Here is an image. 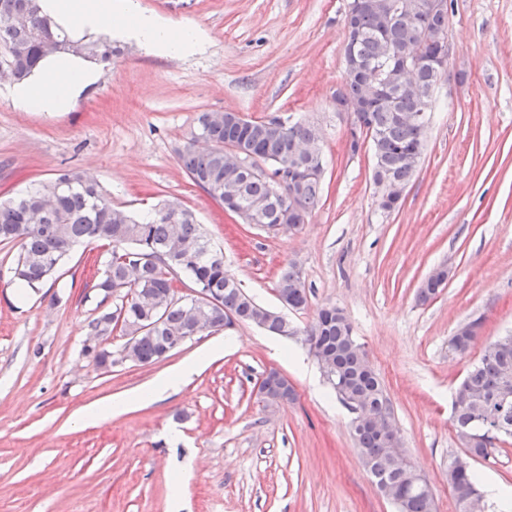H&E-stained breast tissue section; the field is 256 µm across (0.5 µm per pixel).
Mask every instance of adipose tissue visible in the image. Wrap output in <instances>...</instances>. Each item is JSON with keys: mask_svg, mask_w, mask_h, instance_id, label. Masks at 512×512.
I'll return each instance as SVG.
<instances>
[{"mask_svg": "<svg viewBox=\"0 0 512 512\" xmlns=\"http://www.w3.org/2000/svg\"><path fill=\"white\" fill-rule=\"evenodd\" d=\"M42 7L59 24L79 33L129 37L148 50L169 56L186 54L200 42V32L195 27L159 22L143 13L136 0H43ZM98 75L93 64L49 58L39 64L27 84L13 89L12 100L22 110L64 112L87 86L97 80ZM223 349V344H215L191 362L155 379L135 396L115 398L103 409H86L82 421H97L108 412H125L136 400L162 398L177 389L181 381L197 371L208 357Z\"/></svg>", "mask_w": 512, "mask_h": 512, "instance_id": "obj_1", "label": "adipose tissue"}]
</instances>
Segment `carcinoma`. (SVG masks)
Returning <instances> with one entry per match:
<instances>
[{"instance_id":"obj_1","label":"carcinoma","mask_w":512,"mask_h":512,"mask_svg":"<svg viewBox=\"0 0 512 512\" xmlns=\"http://www.w3.org/2000/svg\"><path fill=\"white\" fill-rule=\"evenodd\" d=\"M402 0H348L353 13L352 57L358 72L347 73L336 90V107L352 109L358 121V140L350 146L357 153L368 145L373 155L372 179L384 175L406 190L417 167L413 157H423L431 98L438 78L439 55L448 46V12L432 11L426 0H417L412 11L400 8ZM54 55H71L88 61L110 62L116 54L107 39L75 38L44 14L40 0H0V68L7 67L22 81L40 61ZM411 58V72L396 69ZM319 129L309 122L274 117L267 120L224 119L222 112H200L190 137L178 150V162L188 177L212 199L236 194L237 206L250 213L253 223L269 230L275 225L299 229L318 205L322 180L303 178L296 191L276 189L274 175L280 167L324 168L323 152L309 151ZM239 146L254 155L252 164L263 162L271 173L249 167L234 170L224 157V147ZM103 242L112 247L103 275L94 288L101 294L118 288H135L138 299L128 309L118 305L104 310L87 325V336L106 342L117 332L129 336L131 359L112 349L83 348L99 367L107 361L148 366L166 358L165 350L178 347L187 336L224 329V312L242 323L255 324L279 336L295 330L278 313L255 303L239 281L224 270L222 252L196 224L187 208L160 204L137 216L112 204L110 194L81 172L66 170L48 182L0 203V242L19 243L13 277L23 287L37 291L53 278L73 246ZM187 274L194 291L217 301L213 307L196 303L195 296L179 292L180 274ZM276 294L291 309L307 306L308 295L301 268L290 263L278 275ZM310 355L331 356L326 378L336 395L355 400L368 413L382 415L391 409L376 373L368 369L366 353L353 334L343 310L321 308L304 331ZM512 341L499 338L486 345L455 394L453 426L464 450L475 458L490 459L497 445L512 439ZM267 395L290 399L291 387L276 371L264 378ZM364 467L379 491L394 493L397 512H434V496L411 464L391 463L387 444L370 424L353 427ZM448 486L457 512H468V500L481 494L471 465L452 459Z\"/></svg>"}]
</instances>
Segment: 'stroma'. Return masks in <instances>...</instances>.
Returning a JSON list of instances; mask_svg holds the SVG:
<instances>
[{"label":"stroma","mask_w":512,"mask_h":512,"mask_svg":"<svg viewBox=\"0 0 512 512\" xmlns=\"http://www.w3.org/2000/svg\"><path fill=\"white\" fill-rule=\"evenodd\" d=\"M448 2L452 77L433 93L423 159L392 213L378 207L370 152L348 150V115L334 101L346 81L347 0H138L163 22L199 28L201 45L170 57L118 39L121 54L66 112L20 110L0 83V200L76 169L115 204L186 206L225 270L297 330L239 324L223 354L167 398L84 424L83 409L134 394L221 335L152 365L98 367L81 349L107 247H79L55 279L24 292L11 273L19 246L0 243V512H396L303 343L302 329L332 305L384 386L435 512H456L455 387L488 342L512 335V0ZM206 111L319 126L323 191L301 230L235 223L187 176L177 151ZM291 261L305 278L301 311L275 292ZM439 266L446 288L420 302ZM477 318L470 351L456 353L451 336ZM271 369L294 400L256 398Z\"/></svg>","instance_id":"35a3bbf8"}]
</instances>
